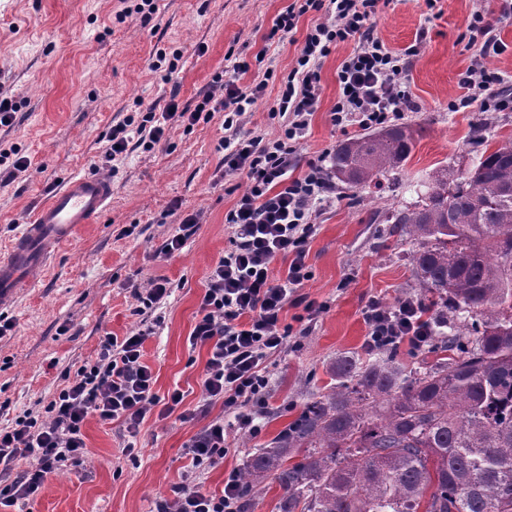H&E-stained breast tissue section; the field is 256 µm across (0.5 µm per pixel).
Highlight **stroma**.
I'll use <instances>...</instances> for the list:
<instances>
[{
    "label": "stroma",
    "instance_id": "1",
    "mask_svg": "<svg viewBox=\"0 0 512 512\" xmlns=\"http://www.w3.org/2000/svg\"><path fill=\"white\" fill-rule=\"evenodd\" d=\"M141 0H0V95L17 105L12 125L0 126V151L17 149L32 166L11 176L0 169V251L28 224L35 209L68 176L97 173L112 181V205L74 240L60 244L47 266L35 272L32 287L0 303V320L11 331L0 337V429L45 406L95 359L105 334L119 337L136 327L135 289L166 279L170 295L146 318L156 321L144 344L154 391L184 400L167 416L150 413L140 427L137 449L118 424L89 419L83 432V467L48 475L34 500L6 512H155L171 497L189 464L185 446L208 419L223 416L222 404L207 417L188 418L197 404L206 347H191L206 276L230 249L224 222L246 188L242 175L224 173L223 113L190 128L172 125L152 148L130 139L111 162L102 156L113 126L127 117L163 112L169 101L194 109L211 92L225 57L234 54L249 69L241 85L264 78L265 94L247 115L243 129L274 133L272 115L280 80L294 67L308 29L319 19L300 17L289 34H272L274 20L291 0H161L159 26L142 25L139 15L117 19L122 6ZM500 0H380L373 34L401 53L415 47L406 74L413 106L401 122L422 126L410 158L379 186L337 187L335 202L320 209L318 230L308 244L312 276L303 295L321 305L312 330L288 337L267 362L269 409L262 431H228L230 450L206 470L203 490L218 493L224 476L241 470L249 450L270 442L301 412L327 394L338 358L356 354L366 361L363 312L372 300L391 305L420 298L408 260L411 248L399 225L386 223L388 211L412 202L416 182L472 167L481 152L471 133L480 128L483 144L512 140V112H481L476 106L448 107L461 95L459 81L482 39L471 26L475 12L507 46L488 59L490 68L512 78V15ZM352 43L337 46L322 64L318 108L300 145L303 159L334 150L345 137L333 127L330 111L338 95L336 70ZM180 51L175 72L150 69L158 50ZM197 224L184 246L164 250L179 222Z\"/></svg>",
    "mask_w": 512,
    "mask_h": 512
}]
</instances>
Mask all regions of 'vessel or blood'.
I'll list each match as a JSON object with an SVG mask.
<instances>
[{"label": "vessel or blood", "mask_w": 512, "mask_h": 512, "mask_svg": "<svg viewBox=\"0 0 512 512\" xmlns=\"http://www.w3.org/2000/svg\"><path fill=\"white\" fill-rule=\"evenodd\" d=\"M111 203L108 179L91 173L66 178L0 255V301L11 299L25 274L41 270L54 248L73 238L82 225L96 223Z\"/></svg>", "instance_id": "obj_1"}]
</instances>
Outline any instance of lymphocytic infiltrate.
<instances>
[{"mask_svg": "<svg viewBox=\"0 0 512 512\" xmlns=\"http://www.w3.org/2000/svg\"><path fill=\"white\" fill-rule=\"evenodd\" d=\"M379 0H292L272 29L291 32L299 17L324 13V21L306 35L296 65L282 79L272 111L283 122L275 135L242 134L247 112L263 96L266 81L240 88L234 80L216 77L221 100L204 95L193 110L169 103L161 124L139 125L141 143L161 140L166 122L191 127L224 114V172L242 174L246 190L225 214L231 247L210 270L189 337L191 346L208 349L202 396L196 415L207 417L210 406L223 402L224 411L239 425L260 434V419L268 410L265 363L280 352L288 337L306 334L315 319V302L304 301L299 288L310 277L307 244L316 231L317 205L332 202L336 183L325 157L308 161L299 153L321 89V66L336 47L353 42L352 52L337 70L339 94L331 122L339 131L351 127L388 124L411 105L405 82L409 56L387 50L373 36L372 17ZM474 29L483 37L481 55L471 61L460 79L465 94L459 106L477 105L483 112H511L512 88L486 64L502 44L483 14L474 17ZM288 259L285 277L273 278L277 258ZM299 307L292 322L282 320L286 306ZM366 346L379 350L407 345L421 349L435 320L418 300L405 298L394 305L371 303L364 315ZM154 325L140 321L126 336H103L94 360L82 365L75 377L38 415L17 418L12 429H0V464L18 457L29 459L27 470L8 484H0V508L35 498L47 475L84 462L83 426L89 418L119 423L134 453V441L148 413L160 399L153 391L154 376L143 360V344ZM223 420H209L186 446L189 459L184 481L174 497L160 502L157 512H240L239 475L230 472L222 494L201 490L197 473L212 467L228 453Z\"/></svg>", "mask_w": 512, "mask_h": 512, "instance_id": "1", "label": "lymphocytic infiltrate"}]
</instances>
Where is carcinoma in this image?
I'll list each match as a JSON object with an SVG mask.
<instances>
[{
	"label": "carcinoma",
	"instance_id": "carcinoma-1",
	"mask_svg": "<svg viewBox=\"0 0 512 512\" xmlns=\"http://www.w3.org/2000/svg\"><path fill=\"white\" fill-rule=\"evenodd\" d=\"M418 133L401 124L343 142L332 173L349 189L377 184ZM414 193L387 221L442 311L427 341L437 358L409 371L340 358L336 386L248 455L242 512L270 477L278 512H512V142ZM458 320L465 333L445 335Z\"/></svg>",
	"mask_w": 512,
	"mask_h": 512
}]
</instances>
